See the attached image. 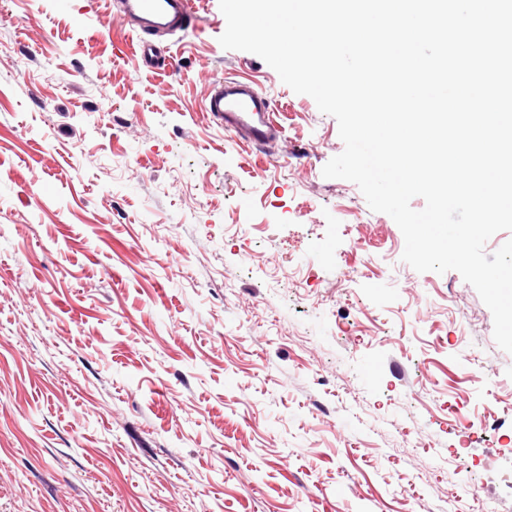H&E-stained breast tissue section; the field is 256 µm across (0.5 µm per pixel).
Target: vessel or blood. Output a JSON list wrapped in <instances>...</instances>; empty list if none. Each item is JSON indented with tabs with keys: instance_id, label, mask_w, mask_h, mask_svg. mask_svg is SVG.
Returning a JSON list of instances; mask_svg holds the SVG:
<instances>
[{
	"instance_id": "obj_1",
	"label": "vessel or blood",
	"mask_w": 512,
	"mask_h": 512,
	"mask_svg": "<svg viewBox=\"0 0 512 512\" xmlns=\"http://www.w3.org/2000/svg\"><path fill=\"white\" fill-rule=\"evenodd\" d=\"M120 12L128 22L131 48L142 57H152V36H175L195 29L194 0H121ZM224 127L256 145L285 141L286 136L272 116L271 99L253 84L215 80L204 106Z\"/></svg>"
}]
</instances>
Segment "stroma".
<instances>
[{"mask_svg": "<svg viewBox=\"0 0 512 512\" xmlns=\"http://www.w3.org/2000/svg\"><path fill=\"white\" fill-rule=\"evenodd\" d=\"M195 6L149 63L115 0L0 8V512H512L491 311L403 261L322 174L336 119ZM221 78L287 146L204 112Z\"/></svg>", "mask_w": 512, "mask_h": 512, "instance_id": "35a3bbf8", "label": "stroma"}]
</instances>
